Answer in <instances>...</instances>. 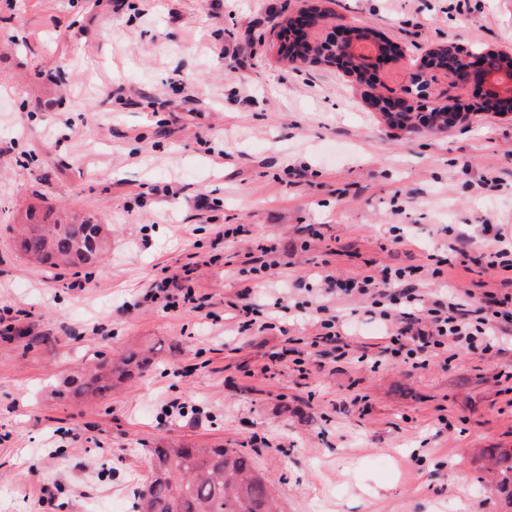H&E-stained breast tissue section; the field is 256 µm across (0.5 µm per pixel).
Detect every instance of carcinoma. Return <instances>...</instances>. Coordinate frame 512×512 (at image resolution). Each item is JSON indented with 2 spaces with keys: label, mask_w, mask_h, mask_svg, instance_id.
<instances>
[{
  "label": "carcinoma",
  "mask_w": 512,
  "mask_h": 512,
  "mask_svg": "<svg viewBox=\"0 0 512 512\" xmlns=\"http://www.w3.org/2000/svg\"><path fill=\"white\" fill-rule=\"evenodd\" d=\"M24 221L16 250L32 262L49 269L83 268L98 263L104 249L92 250V242L104 225L92 218L37 219L36 210L20 214ZM151 365L137 350L119 363L101 360L93 372L70 381L73 392L102 393L134 372ZM502 466L501 485H512V449L498 452ZM133 512H283L279 499L257 474L250 458L234 448H202L183 444L150 450L149 477L136 494Z\"/></svg>",
  "instance_id": "1"
}]
</instances>
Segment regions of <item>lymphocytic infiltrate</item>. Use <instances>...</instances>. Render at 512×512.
Here are the masks:
<instances>
[{
    "label": "lymphocytic infiltrate",
    "mask_w": 512,
    "mask_h": 512,
    "mask_svg": "<svg viewBox=\"0 0 512 512\" xmlns=\"http://www.w3.org/2000/svg\"><path fill=\"white\" fill-rule=\"evenodd\" d=\"M412 268H386L381 276L366 274L345 280L329 271L318 276L327 294L367 304L390 325L384 355L420 365L448 349H491L512 331V305L488 296L478 317H470L456 294L429 296L411 282Z\"/></svg>",
    "instance_id": "obj_1"
}]
</instances>
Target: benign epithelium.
Wrapping results in <instances>:
<instances>
[{
	"instance_id": "benign-epithelium-1",
	"label": "benign epithelium",
	"mask_w": 512,
	"mask_h": 512,
	"mask_svg": "<svg viewBox=\"0 0 512 512\" xmlns=\"http://www.w3.org/2000/svg\"><path fill=\"white\" fill-rule=\"evenodd\" d=\"M289 29L295 31L298 44L320 48L319 54L306 59L307 63L334 68L361 85L371 82L372 61L402 56V48L378 32L330 20L321 0H311L292 17ZM371 42L377 44L372 54L359 51L361 44ZM440 76L454 86L482 87L485 102L493 111L512 116V70L491 71L486 52L454 40L432 46L414 63L400 92L391 96L369 94L367 104L381 115L389 128L406 134L468 124L473 116L471 107L456 100L434 99Z\"/></svg>"
}]
</instances>
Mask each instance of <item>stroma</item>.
I'll return each mask as SVG.
<instances>
[{
    "label": "stroma",
    "mask_w": 512,
    "mask_h": 512,
    "mask_svg": "<svg viewBox=\"0 0 512 512\" xmlns=\"http://www.w3.org/2000/svg\"><path fill=\"white\" fill-rule=\"evenodd\" d=\"M449 3L324 5L402 46L374 70L385 94L436 43L512 53V0H468L462 14ZM305 4L0 0V512H131L151 448L169 443L245 451L284 512H512L488 458L512 448V334L421 368L377 366L362 354L384 326L333 296L345 349L324 346L304 368L280 356L314 336L304 317L236 333L242 292L301 303L322 269L410 266L472 309L512 295L482 260L447 263L487 223L512 245V116L397 134L351 78L281 61L285 21ZM489 171L496 187L481 182ZM31 205L111 229L81 285L15 251L11 227ZM260 244L285 256L262 281L242 266ZM172 273L195 301L168 310L145 294ZM131 346L151 348L150 370L103 397L59 396L82 366ZM171 399L202 413L161 420Z\"/></svg>",
    "instance_id": "35a3bbf8"
}]
</instances>
